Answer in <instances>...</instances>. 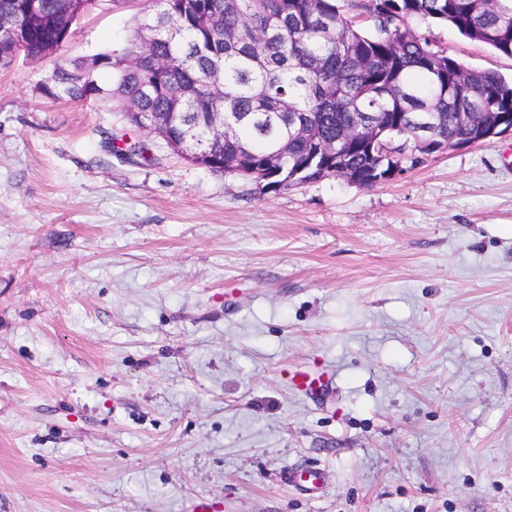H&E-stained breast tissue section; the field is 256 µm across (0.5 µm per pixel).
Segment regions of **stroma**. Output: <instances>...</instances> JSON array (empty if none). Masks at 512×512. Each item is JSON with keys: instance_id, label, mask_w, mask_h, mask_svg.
<instances>
[{"instance_id": "35a3bbf8", "label": "stroma", "mask_w": 512, "mask_h": 512, "mask_svg": "<svg viewBox=\"0 0 512 512\" xmlns=\"http://www.w3.org/2000/svg\"><path fill=\"white\" fill-rule=\"evenodd\" d=\"M153 8L0 67V512H512V135L269 193L111 153L141 137L120 104L47 89ZM305 365L335 376L322 400L283 378ZM306 465L319 498L280 480Z\"/></svg>"}]
</instances>
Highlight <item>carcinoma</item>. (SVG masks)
<instances>
[{
    "mask_svg": "<svg viewBox=\"0 0 512 512\" xmlns=\"http://www.w3.org/2000/svg\"><path fill=\"white\" fill-rule=\"evenodd\" d=\"M156 0L155 13L138 23L155 27L152 51L168 61L158 71L149 62L133 70L127 55L136 40L122 49L95 55L99 68L112 74V87L95 79L84 61L58 67L50 94L72 101H99L118 93L136 112H180L165 129V139L184 142L192 161L224 174L228 164L254 170L288 189L316 181L323 156L311 141L288 129V113L303 112L319 138L337 141L338 164L350 175H372L381 158L367 147L344 141L361 112L372 115L388 131L413 130L409 118L434 112L438 144L450 145L463 134L462 112L512 114V82L493 71H475L461 61L417 41L409 21L431 19L454 27L461 35L512 56V0ZM224 11V26L210 22ZM354 10L373 15L372 26H354ZM181 17L183 31L169 39L159 28L167 14ZM277 28L266 41L265 54L248 50L269 18ZM57 37L40 23H28L20 46L31 59ZM220 109L235 122L224 142L207 132L206 113Z\"/></svg>",
    "mask_w": 512,
    "mask_h": 512,
    "instance_id": "carcinoma-1",
    "label": "carcinoma"
}]
</instances>
